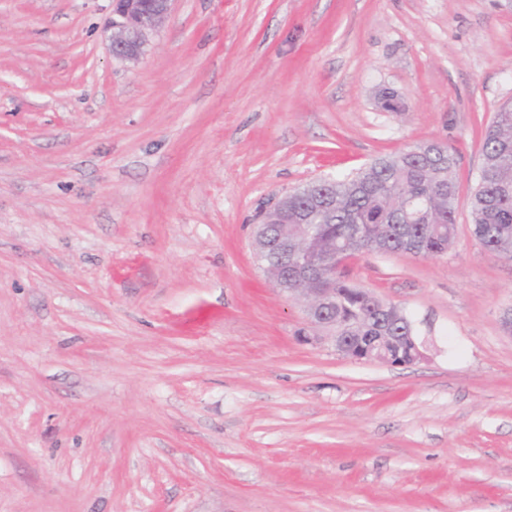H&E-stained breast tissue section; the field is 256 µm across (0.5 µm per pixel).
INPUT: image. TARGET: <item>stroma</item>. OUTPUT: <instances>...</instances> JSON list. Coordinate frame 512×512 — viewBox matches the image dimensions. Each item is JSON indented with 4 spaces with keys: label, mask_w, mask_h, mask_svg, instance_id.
<instances>
[{
    "label": "stroma",
    "mask_w": 512,
    "mask_h": 512,
    "mask_svg": "<svg viewBox=\"0 0 512 512\" xmlns=\"http://www.w3.org/2000/svg\"><path fill=\"white\" fill-rule=\"evenodd\" d=\"M110 14L0 0V512H512V258L468 207L512 0H173L135 63ZM430 140L448 252L348 266L426 359L299 342L258 212Z\"/></svg>",
    "instance_id": "stroma-1"
}]
</instances>
